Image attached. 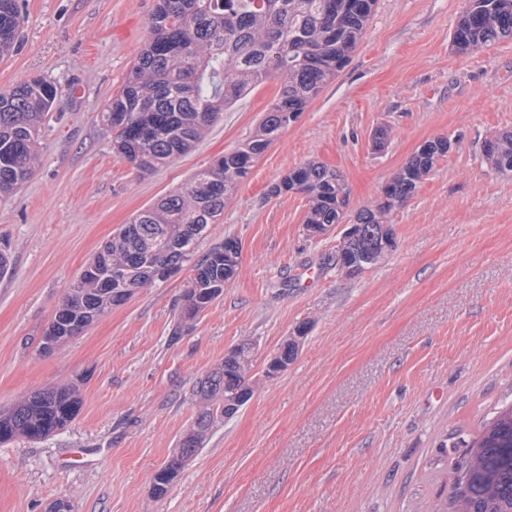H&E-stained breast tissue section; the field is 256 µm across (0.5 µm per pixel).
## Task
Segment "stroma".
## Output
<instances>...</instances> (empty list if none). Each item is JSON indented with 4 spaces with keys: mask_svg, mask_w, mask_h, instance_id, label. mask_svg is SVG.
I'll return each instance as SVG.
<instances>
[{
    "mask_svg": "<svg viewBox=\"0 0 512 512\" xmlns=\"http://www.w3.org/2000/svg\"><path fill=\"white\" fill-rule=\"evenodd\" d=\"M157 0H19V47L0 92L43 76L62 102L40 164L0 199V407L81 379L82 406L40 441L0 442V512H433L464 443L512 404V175L483 145L512 130V40L459 54L464 0H377L336 79L229 194L198 250L237 239L224 293L176 331L191 264L39 355L63 291L122 224L256 129L280 82L225 111L195 149L141 172L112 149L101 114L150 37ZM386 129L383 149L373 137ZM452 149L387 220L396 247L357 276L336 266L347 227L310 237L307 199L270 195L310 161L343 176L350 213L426 141ZM305 328L276 377L265 365ZM253 347L251 399L185 462L163 497L154 473L198 411L193 388L234 346ZM91 464L68 469V449Z\"/></svg>",
    "mask_w": 512,
    "mask_h": 512,
    "instance_id": "stroma-1",
    "label": "stroma"
}]
</instances>
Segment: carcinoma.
Segmentation results:
<instances>
[{"label": "carcinoma", "mask_w": 512, "mask_h": 512, "mask_svg": "<svg viewBox=\"0 0 512 512\" xmlns=\"http://www.w3.org/2000/svg\"><path fill=\"white\" fill-rule=\"evenodd\" d=\"M377 0H158L150 17V39L103 121L112 128V149L141 171H153L189 153L205 131L253 87L281 82L275 103L244 143L196 171L180 188L141 210L107 241L64 289L61 302L37 345L48 355L82 334L95 320L138 290L166 280L194 261L190 285L181 295L179 331L214 300L237 273L239 242L224 238L193 260L208 225L218 223L224 200L260 156L308 104L345 68L366 32ZM18 0H0V59L18 44ZM512 39V0H466L451 42L464 53ZM62 102L46 78H34L0 93V194L27 182L38 162L40 125ZM451 142H425L386 183L376 208L359 210L336 250V267L351 276L377 265L396 245L383 217L402 206L448 155ZM485 157L512 174V131L485 142ZM305 195L306 231L314 234L343 223L349 189L334 169L308 162L285 174L271 194ZM298 336L285 339L274 362L286 368L298 353ZM254 359L240 344L200 379L193 395L199 411L179 442V451L153 476L164 496L184 463L204 448L213 428L234 417V397L252 395ZM81 387L68 382L33 391L0 408V442L46 438L78 415ZM453 512H512V405L499 411L458 463Z\"/></svg>", "instance_id": "carcinoma-1"}]
</instances>
